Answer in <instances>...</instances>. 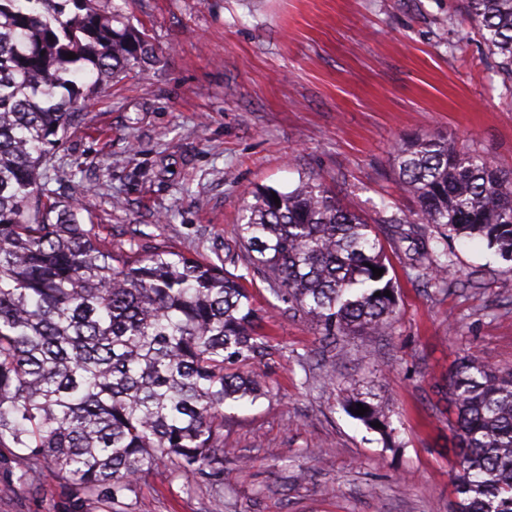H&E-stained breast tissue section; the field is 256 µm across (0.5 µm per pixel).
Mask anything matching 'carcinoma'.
Wrapping results in <instances>:
<instances>
[{
  "mask_svg": "<svg viewBox=\"0 0 512 512\" xmlns=\"http://www.w3.org/2000/svg\"><path fill=\"white\" fill-rule=\"evenodd\" d=\"M496 71L512 79V0H465ZM76 58L68 59V53ZM144 34L98 0H0V459L7 494L51 475L108 512L170 468L205 477L224 505V406L265 395L242 367L271 355L248 282L310 317L323 341L386 334L396 299L379 225L314 177L257 187L236 225L245 272L173 247L128 250L50 188L48 155L93 94L148 59ZM416 208L386 236L447 284L448 241L481 238L512 261V171L444 137L394 148ZM280 204H275L272 195ZM459 463L455 512H512V370L464 356L448 376ZM368 390L345 401L386 415Z\"/></svg>",
  "mask_w": 512,
  "mask_h": 512,
  "instance_id": "obj_1",
  "label": "carcinoma"
}]
</instances>
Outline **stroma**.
I'll use <instances>...</instances> for the list:
<instances>
[{
    "mask_svg": "<svg viewBox=\"0 0 512 512\" xmlns=\"http://www.w3.org/2000/svg\"><path fill=\"white\" fill-rule=\"evenodd\" d=\"M152 57L110 83L51 152L61 197L117 246L168 245L215 260L251 190L314 176L370 222L412 210L393 147L441 136L512 170V82L494 71L463 0H111ZM397 300L385 336L328 350L264 283L252 292L274 353L266 394L224 416L221 512H454L448 375L475 355L512 368V262L453 244L450 288L410 278L383 239ZM336 380H322L326 366ZM372 390L387 432L343 407ZM129 512H214L201 478L168 469ZM0 512H100L51 476L0 495Z\"/></svg>",
    "mask_w": 512,
    "mask_h": 512,
    "instance_id": "35a3bbf8",
    "label": "stroma"
}]
</instances>
